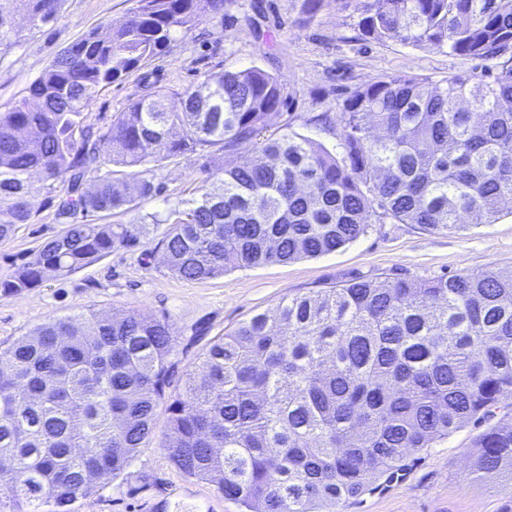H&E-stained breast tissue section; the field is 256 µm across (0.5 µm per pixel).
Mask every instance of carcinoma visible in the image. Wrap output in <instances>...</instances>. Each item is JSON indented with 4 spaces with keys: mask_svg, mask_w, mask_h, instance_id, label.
Masks as SVG:
<instances>
[{
    "mask_svg": "<svg viewBox=\"0 0 512 512\" xmlns=\"http://www.w3.org/2000/svg\"><path fill=\"white\" fill-rule=\"evenodd\" d=\"M225 2L133 0L124 23L87 31L0 112V240L46 207L64 225L0 282L1 296L131 246L148 224L166 225L167 269L204 281L334 252L376 222H491L512 199V0L364 5L365 38L446 47L481 71L356 87L340 108V157L270 132L292 100L259 67L206 73L172 100L145 73L125 111L108 124L92 117L102 88L149 66ZM59 8L0 0V47L12 44L15 14L38 28ZM242 149L251 158L239 163ZM187 154L207 174L193 197L136 224L89 221L161 193L157 171ZM175 348L164 318L92 310L0 349L10 512H74L128 467L160 409L172 463L243 512H336L512 397V271L356 279L285 297L214 340L180 386ZM474 447L478 473L512 468V425L482 432Z\"/></svg>",
    "mask_w": 512,
    "mask_h": 512,
    "instance_id": "obj_1",
    "label": "carcinoma"
}]
</instances>
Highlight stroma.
<instances>
[{"label": "stroma", "instance_id": "stroma-1", "mask_svg": "<svg viewBox=\"0 0 512 512\" xmlns=\"http://www.w3.org/2000/svg\"><path fill=\"white\" fill-rule=\"evenodd\" d=\"M303 0H227L223 12L199 30L176 36L152 65L156 87L174 94L204 73L260 67L279 76L293 93L281 130L342 150L338 112L355 87L387 76L440 82L470 70L447 50L400 41H365L358 32L362 0H325L309 14ZM129 0H62L56 20L31 29L16 18V37L0 48V112L26 93L58 52L102 24H121ZM139 92L137 74L112 83L96 96L93 115L111 117ZM162 196L135 199L131 210L113 215L131 224L187 198L205 178L197 156L164 163ZM62 231L52 209L34 223L18 225L0 240V281L10 278L42 242ZM163 225H148L139 245L108 256L22 294L0 296V345L6 346L45 321L91 310L135 309L166 318L176 338L175 382H182L217 339L272 309L286 296L345 284L355 277L429 280L476 271H512V203L495 221L468 222L451 230L418 224H375L346 247L287 264L240 268L205 281L170 273L158 251ZM152 250L144 259V250ZM488 424L469 421L418 453L404 476L385 488L341 503L337 512H512V475L478 474L474 439ZM165 418L130 465L102 487L78 499L74 512H241L216 487L178 470L164 448Z\"/></svg>", "mask_w": 512, "mask_h": 512}]
</instances>
